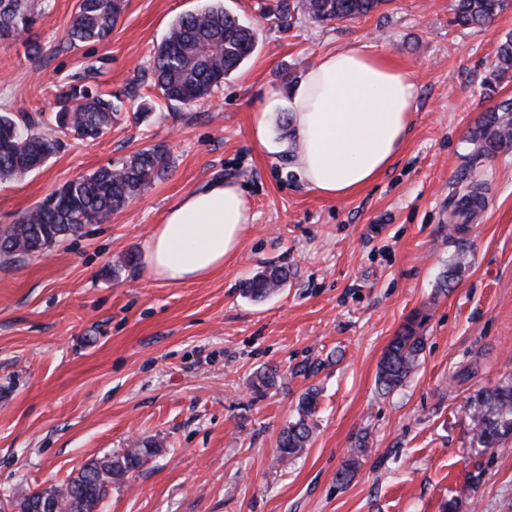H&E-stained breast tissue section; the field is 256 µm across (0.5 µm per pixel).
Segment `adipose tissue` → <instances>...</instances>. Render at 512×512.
<instances>
[{"label": "adipose tissue", "mask_w": 512, "mask_h": 512, "mask_svg": "<svg viewBox=\"0 0 512 512\" xmlns=\"http://www.w3.org/2000/svg\"><path fill=\"white\" fill-rule=\"evenodd\" d=\"M416 85L386 59L353 48L323 55L267 109L291 110L299 180L325 199L352 196L374 182L400 153L411 131ZM254 215L241 186L217 180L179 197L145 243L154 279H204L237 255Z\"/></svg>", "instance_id": "1"}]
</instances>
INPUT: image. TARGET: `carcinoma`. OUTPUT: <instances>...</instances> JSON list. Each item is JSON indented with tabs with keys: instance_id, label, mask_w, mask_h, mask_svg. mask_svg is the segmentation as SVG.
I'll return each instance as SVG.
<instances>
[{
	"instance_id": "cac0c4a2",
	"label": "carcinoma",
	"mask_w": 512,
	"mask_h": 512,
	"mask_svg": "<svg viewBox=\"0 0 512 512\" xmlns=\"http://www.w3.org/2000/svg\"><path fill=\"white\" fill-rule=\"evenodd\" d=\"M50 0H0V38L19 39L31 32L46 13ZM385 0H277L267 15L285 24L294 12L316 22L352 20L377 10ZM509 6V0H454L455 22L485 25ZM125 8V0H79L68 29L74 45L100 42L112 32ZM253 28L216 4L181 16L169 28L152 58L153 86L168 104L189 106L207 96L237 71L255 51ZM512 79V36L496 50V63L484 78L487 90ZM57 111L50 117L60 132L75 140L96 139L118 119L122 106L88 84L56 87ZM42 121L26 112H0V181L14 180L39 168L55 153L59 140L41 131ZM468 140L476 153L492 158L512 148V101L489 108L470 129ZM170 149L155 144L115 165L67 182L26 210L14 223L0 228V265H12L81 234L91 224L107 222L147 189L170 166ZM484 204L477 186L459 201L458 216L468 220ZM288 280V268L269 266L244 281L243 294L262 299ZM422 321L410 320L394 336L380 360L377 382L390 393L403 386L425 347ZM277 370L267 368L252 380L251 388L275 386ZM320 392L308 389L299 399L294 421L282 430L277 460L286 463L306 447L314 428ZM471 446L493 448L512 437V378L491 389L475 391L467 402ZM155 444L144 439L133 447L92 461L62 486L52 485L59 512H92L99 508L112 484L148 463Z\"/></svg>"
}]
</instances>
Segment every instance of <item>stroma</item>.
Here are the masks:
<instances>
[{
  "mask_svg": "<svg viewBox=\"0 0 512 512\" xmlns=\"http://www.w3.org/2000/svg\"><path fill=\"white\" fill-rule=\"evenodd\" d=\"M211 2L127 0L103 43L74 46L78 0H51L27 40L0 43V112L51 116L57 86L93 62L103 91L155 97V47ZM222 2L258 39L211 98L160 102L139 121L122 112L97 140L62 138L42 167L0 183V225L10 224L71 180L153 144L171 149L167 173L106 223L0 266V512L136 439L158 452L110 489L103 512H443L449 502L512 512V439L471 447L466 409L475 390L512 377V150L486 159L467 140L483 112L512 98V82L490 95L482 86L512 8L473 28L455 23L452 0H386L365 17L298 13L284 28L261 13L276 0ZM356 47L411 75L413 125L377 180L327 200L292 168L289 111L266 113L277 153L256 144L252 123L321 56ZM225 177L247 186L255 215L236 257L196 282L153 279L140 255L167 208ZM476 182L486 206L459 223L456 203ZM128 253L135 262L113 273ZM461 256L465 271L442 287ZM269 265L288 268L286 285L245 297L242 282ZM415 316L419 363L382 394L379 361ZM266 366L277 383L255 392ZM311 388L310 440L277 465L280 433ZM353 454L358 471L338 484Z\"/></svg>",
  "mask_w": 512,
  "mask_h": 512,
  "instance_id": "stroma-1",
  "label": "stroma"
}]
</instances>
